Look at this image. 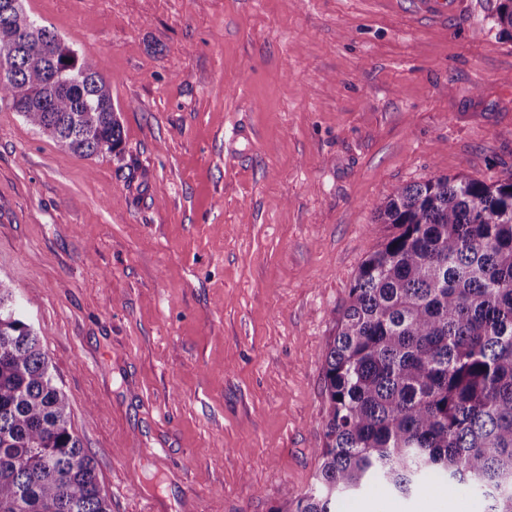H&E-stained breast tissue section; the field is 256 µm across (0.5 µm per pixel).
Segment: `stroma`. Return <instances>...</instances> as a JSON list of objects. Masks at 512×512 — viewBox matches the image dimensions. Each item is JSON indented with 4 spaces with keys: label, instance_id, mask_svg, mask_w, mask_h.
I'll return each mask as SVG.
<instances>
[{
    "label": "stroma",
    "instance_id": "stroma-1",
    "mask_svg": "<svg viewBox=\"0 0 512 512\" xmlns=\"http://www.w3.org/2000/svg\"><path fill=\"white\" fill-rule=\"evenodd\" d=\"M499 0H24L98 64L125 151L0 104V281L112 512H272L314 481L324 356L377 211L512 172ZM375 486L341 512H419Z\"/></svg>",
    "mask_w": 512,
    "mask_h": 512
}]
</instances>
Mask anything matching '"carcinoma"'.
<instances>
[{
  "instance_id": "obj_1",
  "label": "carcinoma",
  "mask_w": 512,
  "mask_h": 512,
  "mask_svg": "<svg viewBox=\"0 0 512 512\" xmlns=\"http://www.w3.org/2000/svg\"><path fill=\"white\" fill-rule=\"evenodd\" d=\"M496 22L512 30V0ZM0 103L62 149L121 152L99 71L23 8L0 0ZM393 232L360 265L325 350L320 465L272 512H336L372 484L482 498L512 512V173L435 175L379 208ZM0 512H111L40 339L0 281Z\"/></svg>"
}]
</instances>
